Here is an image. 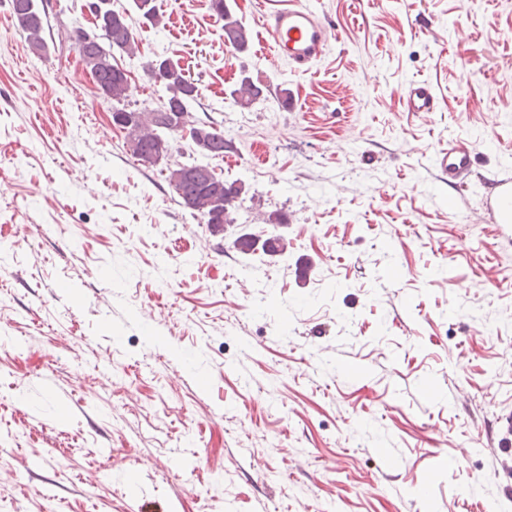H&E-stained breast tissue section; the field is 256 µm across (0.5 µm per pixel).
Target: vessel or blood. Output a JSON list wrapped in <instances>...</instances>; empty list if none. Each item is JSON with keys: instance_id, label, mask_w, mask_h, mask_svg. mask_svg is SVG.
<instances>
[{"instance_id": "1", "label": "vessel or blood", "mask_w": 512, "mask_h": 512, "mask_svg": "<svg viewBox=\"0 0 512 512\" xmlns=\"http://www.w3.org/2000/svg\"><path fill=\"white\" fill-rule=\"evenodd\" d=\"M262 28L272 59L286 61L301 72L309 71L332 39L331 31L316 19L306 0H289L286 7L266 12ZM405 102L408 111L423 120L438 110L433 89L424 83H411ZM471 164L469 151L452 143L447 152L436 156L434 167L441 177L455 181L469 173ZM492 186L485 199L486 211L495 223L512 224V177L493 179Z\"/></svg>"}]
</instances>
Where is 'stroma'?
<instances>
[{
	"mask_svg": "<svg viewBox=\"0 0 512 512\" xmlns=\"http://www.w3.org/2000/svg\"><path fill=\"white\" fill-rule=\"evenodd\" d=\"M82 2L43 0L37 54L0 0V512H512V224L484 208L512 0H307L333 38L306 73L270 66L265 0H227L244 55L209 0H156L158 29L114 0L129 107L159 104L141 63L178 61L232 144L220 233L112 125L66 40ZM243 72L269 89L245 108ZM210 8L224 20V44H229L236 53L246 54L251 42L250 29L232 13L226 1L210 0ZM405 102L408 112L414 114L420 119L430 118L434 112L438 111V99L433 89L425 84L413 82L405 92ZM471 164V156L466 148L449 143L448 151L436 156L434 167L441 177H448V182L453 183L470 172Z\"/></svg>",
	"mask_w": 512,
	"mask_h": 512,
	"instance_id": "stroma-1",
	"label": "stroma"
}]
</instances>
